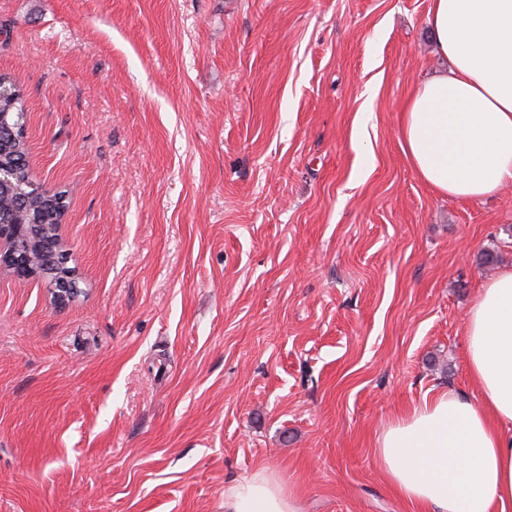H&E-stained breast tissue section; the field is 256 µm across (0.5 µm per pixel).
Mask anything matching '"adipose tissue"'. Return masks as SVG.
Returning a JSON list of instances; mask_svg holds the SVG:
<instances>
[{
	"label": "adipose tissue",
	"instance_id": "adipose-tissue-1",
	"mask_svg": "<svg viewBox=\"0 0 512 512\" xmlns=\"http://www.w3.org/2000/svg\"><path fill=\"white\" fill-rule=\"evenodd\" d=\"M428 25L448 68L420 80L400 140L437 194L480 200L512 183V0H431ZM478 399L443 391L377 435L375 465L416 512H506L512 506V268L482 284L463 320ZM224 512H300L260 470L224 493Z\"/></svg>",
	"mask_w": 512,
	"mask_h": 512
}]
</instances>
